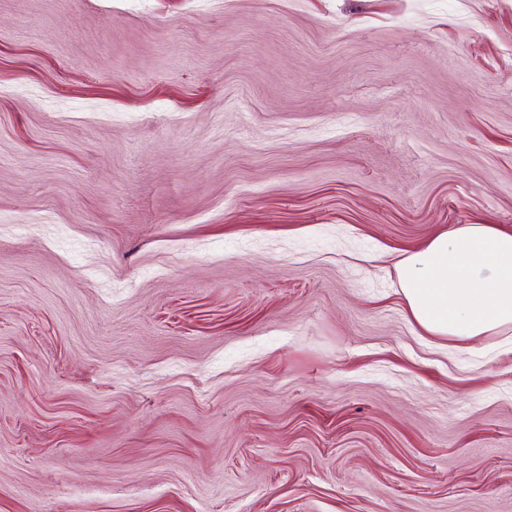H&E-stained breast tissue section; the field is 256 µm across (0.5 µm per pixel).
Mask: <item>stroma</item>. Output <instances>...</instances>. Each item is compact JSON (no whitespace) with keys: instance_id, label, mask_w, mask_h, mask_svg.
Here are the masks:
<instances>
[{"instance_id":"1","label":"stroma","mask_w":512,"mask_h":512,"mask_svg":"<svg viewBox=\"0 0 512 512\" xmlns=\"http://www.w3.org/2000/svg\"><path fill=\"white\" fill-rule=\"evenodd\" d=\"M512 231V0H0V512H512V335L395 266Z\"/></svg>"}]
</instances>
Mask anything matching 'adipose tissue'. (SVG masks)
<instances>
[{"mask_svg": "<svg viewBox=\"0 0 512 512\" xmlns=\"http://www.w3.org/2000/svg\"><path fill=\"white\" fill-rule=\"evenodd\" d=\"M416 325L453 346L512 331V233L460 224L396 265Z\"/></svg>", "mask_w": 512, "mask_h": 512, "instance_id": "adipose-tissue-1", "label": "adipose tissue"}]
</instances>
